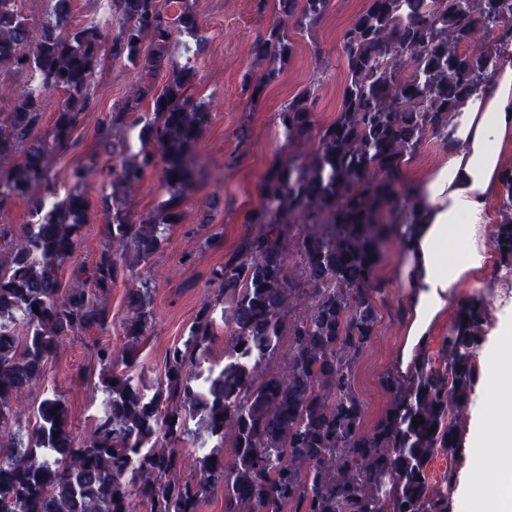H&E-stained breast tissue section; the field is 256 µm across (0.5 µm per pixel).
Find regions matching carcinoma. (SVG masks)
<instances>
[{"label":"carcinoma","instance_id":"1","mask_svg":"<svg viewBox=\"0 0 512 512\" xmlns=\"http://www.w3.org/2000/svg\"><path fill=\"white\" fill-rule=\"evenodd\" d=\"M256 2L260 10L273 3L277 19L252 43L267 64L258 81H244L252 98L294 55L288 22L314 31L331 0ZM113 6L121 27L107 51L112 62L141 68L145 80L98 129L99 145L114 158L112 193L99 206L115 250L75 266L80 285L64 288L59 272L77 250L89 202L79 190L57 198L48 155L71 139L91 104L101 36L94 26L62 34L73 0H51V20L33 42L16 0H0V67L30 80L0 114V160L23 154L0 168V203L22 199L31 218L19 235L0 224V426L14 419L13 395L42 378L67 336L109 327L102 293L123 271L127 251L131 264L145 265L163 247L181 221L184 191L200 174L195 149L209 112L190 93L195 67L185 64L161 88L153 80L176 35L198 48L207 40L196 11L188 0L177 2L174 16L160 0ZM508 36L512 0H366L342 33L346 70L336 119L318 124L310 86L283 105L286 144L312 150L290 153L265 176L260 205L245 218L256 228L209 271L215 298L168 349L153 394L110 372L104 409L83 441L69 430L62 398L45 397L34 421L0 435V512H198L217 493L224 512H258L268 491L274 512H448L449 496L432 487L428 464L440 448L450 456L462 451L458 426L478 380L482 307L462 305L442 339V364L423 350L407 374L383 375L390 403L370 426L352 368L385 298L376 277L383 246L413 205L399 196L401 165L427 138L444 137L458 104L493 75ZM51 89L65 97L49 138L34 141ZM131 115L140 148L119 153L115 133ZM156 169L165 198L135 217L125 197ZM491 243L512 259V213L501 215ZM154 293L143 278L128 295V365L151 335ZM219 329L229 339L222 364L208 357ZM279 355L281 372L270 369ZM194 420L216 444L199 457V477L187 478L172 443Z\"/></svg>","mask_w":512,"mask_h":512}]
</instances>
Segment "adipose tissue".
Here are the masks:
<instances>
[{"label": "adipose tissue", "mask_w": 512, "mask_h": 512, "mask_svg": "<svg viewBox=\"0 0 512 512\" xmlns=\"http://www.w3.org/2000/svg\"><path fill=\"white\" fill-rule=\"evenodd\" d=\"M445 154L417 181L413 213L400 234V279L412 315L408 333L427 335L455 290L488 260L491 203L503 188L512 151V42L496 72L453 112L445 132ZM493 399L490 419L471 439V455L488 463L493 479L461 491L464 512H512V356L494 358L488 371Z\"/></svg>", "instance_id": "ef3b65f1"}]
</instances>
